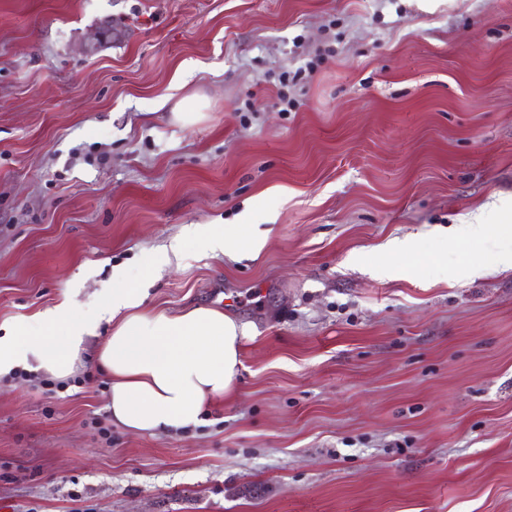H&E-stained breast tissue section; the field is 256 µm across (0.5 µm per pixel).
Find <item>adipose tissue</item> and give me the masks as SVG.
<instances>
[{"label":"adipose tissue","instance_id":"adipose-tissue-1","mask_svg":"<svg viewBox=\"0 0 512 512\" xmlns=\"http://www.w3.org/2000/svg\"><path fill=\"white\" fill-rule=\"evenodd\" d=\"M206 253L257 257L265 241L248 225L233 230L185 225L168 251L180 257L186 242ZM136 288H116L104 300L97 320L73 321L69 304L42 316V328L25 347L0 341V369L34 362L37 369L70 376L93 337L98 320L112 322V333L95 359L111 378L108 409L113 423L132 433L159 434L201 425L235 390L242 367L247 328L224 311L195 306L179 314L142 311Z\"/></svg>","mask_w":512,"mask_h":512}]
</instances>
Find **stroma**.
I'll use <instances>...</instances> for the list:
<instances>
[{"label":"stroma","instance_id":"1","mask_svg":"<svg viewBox=\"0 0 512 512\" xmlns=\"http://www.w3.org/2000/svg\"><path fill=\"white\" fill-rule=\"evenodd\" d=\"M511 248L512 0H0V338L115 285L249 327L169 434L0 375V512H512ZM187 241L194 242L203 252L231 258L239 255L256 258L265 244L264 239L250 232L249 224H236L232 231H225L224 227L203 231L201 224H186L182 234L170 241L168 252L180 258Z\"/></svg>","mask_w":512,"mask_h":512}]
</instances>
